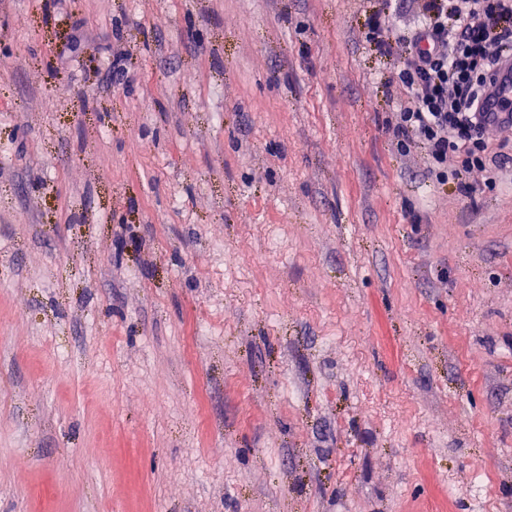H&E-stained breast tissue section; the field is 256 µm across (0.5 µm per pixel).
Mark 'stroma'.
<instances>
[{
	"label": "stroma",
	"instance_id": "stroma-1",
	"mask_svg": "<svg viewBox=\"0 0 512 512\" xmlns=\"http://www.w3.org/2000/svg\"><path fill=\"white\" fill-rule=\"evenodd\" d=\"M390 6L0 0V512H512V155L398 154Z\"/></svg>",
	"mask_w": 512,
	"mask_h": 512
}]
</instances>
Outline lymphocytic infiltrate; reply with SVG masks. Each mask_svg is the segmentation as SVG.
Returning <instances> with one entry per match:
<instances>
[{"instance_id":"obj_1","label":"lymphocytic infiltrate","mask_w":512,"mask_h":512,"mask_svg":"<svg viewBox=\"0 0 512 512\" xmlns=\"http://www.w3.org/2000/svg\"><path fill=\"white\" fill-rule=\"evenodd\" d=\"M418 25L393 32L392 16L372 15L366 40L398 57V109L390 127L396 148L417 150L437 181H456L471 194L480 174L487 185L491 153L501 148L482 98L504 58L512 56V0H403Z\"/></svg>"}]
</instances>
